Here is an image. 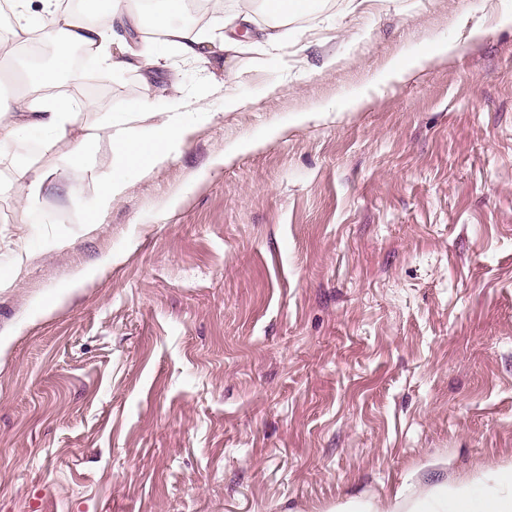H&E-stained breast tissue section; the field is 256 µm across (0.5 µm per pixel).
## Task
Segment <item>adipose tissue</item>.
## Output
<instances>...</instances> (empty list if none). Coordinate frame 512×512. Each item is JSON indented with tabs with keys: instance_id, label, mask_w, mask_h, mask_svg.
<instances>
[{
	"instance_id": "obj_1",
	"label": "adipose tissue",
	"mask_w": 512,
	"mask_h": 512,
	"mask_svg": "<svg viewBox=\"0 0 512 512\" xmlns=\"http://www.w3.org/2000/svg\"><path fill=\"white\" fill-rule=\"evenodd\" d=\"M32 1L10 0L14 37L20 40L37 31L33 28L34 14L49 17L50 25L37 32L50 44L52 58L48 65L28 73L26 92L7 101L0 99V157L24 147L31 134L49 142L80 126L78 146L69 158L68 169L72 176L100 181L104 202L115 201L126 190L129 172L148 169L169 156L183 124L177 113L164 115L145 105L131 117L121 115L102 124L79 125L80 105L61 90L63 80L75 82L80 78L70 67L72 51L83 47L115 71L136 66L139 53L128 40L129 28L135 23L128 0H84L87 17L83 20L62 8L60 0H36L40 3L36 13L31 10ZM183 5L184 0H159L150 23L181 54L198 58L205 51L204 40L171 25ZM136 123L149 126V136L136 135L132 129ZM103 139L112 144L119 158L111 174L105 176L95 172L86 153L89 145ZM494 484V490L480 498L462 489L449 491L444 483L433 484L413 497L398 494L384 502L355 503L351 512H512V469L500 471Z\"/></svg>"
}]
</instances>
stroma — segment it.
<instances>
[{
	"mask_svg": "<svg viewBox=\"0 0 512 512\" xmlns=\"http://www.w3.org/2000/svg\"><path fill=\"white\" fill-rule=\"evenodd\" d=\"M341 3L230 52L185 12L206 60L141 25L167 67L83 72L86 123L207 104L109 208H24L76 134L0 162V512H336L512 465V0Z\"/></svg>",
	"mask_w": 512,
	"mask_h": 512,
	"instance_id": "1",
	"label": "stroma"
}]
</instances>
